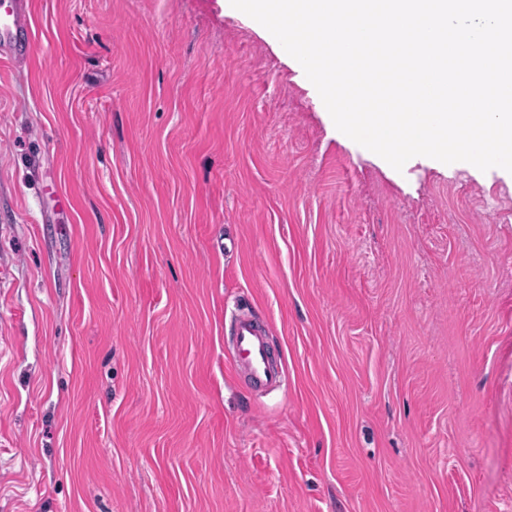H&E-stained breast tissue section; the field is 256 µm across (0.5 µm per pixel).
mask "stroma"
Here are the masks:
<instances>
[{"mask_svg":"<svg viewBox=\"0 0 512 512\" xmlns=\"http://www.w3.org/2000/svg\"><path fill=\"white\" fill-rule=\"evenodd\" d=\"M32 29L0 62V512H512V173L381 162L227 0ZM233 369H243L249 384L269 390L281 383L282 369L270 351L265 328L249 314H238L233 321Z\"/></svg>","mask_w":512,"mask_h":512,"instance_id":"1","label":"stroma"}]
</instances>
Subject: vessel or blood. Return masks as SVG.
I'll return each instance as SVG.
<instances>
[{
	"mask_svg": "<svg viewBox=\"0 0 512 512\" xmlns=\"http://www.w3.org/2000/svg\"><path fill=\"white\" fill-rule=\"evenodd\" d=\"M30 27V0H11L0 13V58L15 61L31 52ZM232 350L234 369L244 370L253 388L269 390L280 385L282 369L270 351L266 330L251 315H236Z\"/></svg>",
	"mask_w": 512,
	"mask_h": 512,
	"instance_id": "vessel-or-blood-1",
	"label": "vessel or blood"
}]
</instances>
